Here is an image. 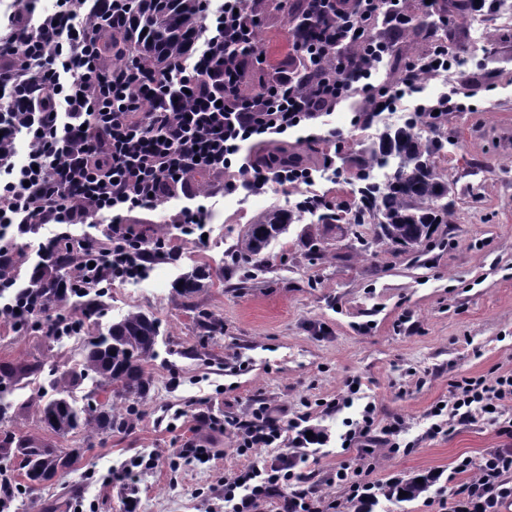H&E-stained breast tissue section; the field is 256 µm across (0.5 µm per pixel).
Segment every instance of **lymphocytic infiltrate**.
Segmentation results:
<instances>
[{"label": "lymphocytic infiltrate", "mask_w": 512, "mask_h": 512, "mask_svg": "<svg viewBox=\"0 0 512 512\" xmlns=\"http://www.w3.org/2000/svg\"><path fill=\"white\" fill-rule=\"evenodd\" d=\"M29 0L25 17L9 14L0 30V267L15 259L14 241L42 235L41 264L55 261L68 241L76 270L62 288L99 287L103 276L143 278L146 269L170 256L147 241L126 213L150 209L188 189L195 173L237 167L248 191L268 183L292 188L311 182V168L245 155V144L284 135L330 116L354 94L370 119L394 111L404 95L419 91L422 77L462 66V54L442 40L404 68L394 84L376 83L394 36L420 15L448 24L442 0H301L289 4L291 53L274 73L262 69L254 38L262 25L253 0H204L210 19L197 35L192 57L158 68L144 67L132 41H123L122 66L103 67L96 48L100 24L131 25L135 0ZM26 140L19 152L18 140ZM103 225L105 244L72 234L77 224ZM438 435L457 424L489 415L512 438V372L462 378L449 400L432 407ZM405 422L378 425L376 407L366 404L345 441L363 448L381 445L399 452ZM224 429L247 452L277 444L291 433L295 447L323 442L302 418L282 419L267 403L249 419L225 416ZM303 455L256 464L224 483L226 512H258L273 493L289 488L282 512H337L341 502L297 488ZM374 466H338L336 483L346 502L374 506L391 487L370 480ZM455 473L469 481L449 487V512H500L512 499V448H494L480 459L463 457Z\"/></svg>", "instance_id": "lymphocytic-infiltrate-1"}]
</instances>
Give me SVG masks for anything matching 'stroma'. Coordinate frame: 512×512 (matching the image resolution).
I'll use <instances>...</instances> for the list:
<instances>
[{"mask_svg":"<svg viewBox=\"0 0 512 512\" xmlns=\"http://www.w3.org/2000/svg\"><path fill=\"white\" fill-rule=\"evenodd\" d=\"M437 36L464 46L465 63L447 82L423 79L421 92L403 99L402 112L431 104L450 83L464 92L466 109L449 113L442 129L423 122L416 128L422 140L443 143L434 161L453 212L422 244L389 245L375 221L352 220L360 185L354 158L400 125L391 112L356 123L355 97L326 123L286 140L289 151L312 157L314 184L288 190L271 184L250 193L240 188L236 169L208 175L209 187L226 192L205 242L169 222L186 199L129 213V224L146 237L167 228L177 258L157 262L151 279H116L106 290L100 328L131 310L161 324L157 355L145 366L149 391L135 403L127 431L90 439L80 429L61 436L47 428L39 410L54 397L50 373L81 369L89 335H21L0 317V363L41 366L10 395L11 417L0 421V439L27 436L80 453L69 471L16 499L10 512H42L50 504L54 512H126L130 497L137 512H221L225 480L293 449L284 442L239 453L233 435L210 429L204 419L227 411L243 416L262 401L290 417L310 415L326 432L324 444L307 449L304 484L331 500L343 495L330 483L337 466L363 454L343 440L365 403H374L379 421L402 418L413 448L406 454L374 449L373 479L435 474L439 480L415 499H380L374 512H440L458 458L512 446L482 417L434 437L427 433L430 410L448 398L453 381L512 371V150L493 134L512 119V0L496 17L469 19ZM259 37L269 63L287 58L286 8L264 10ZM331 128L339 138L327 139ZM328 157L336 173L324 171ZM308 195L322 197L319 210L297 214L256 259L232 262L248 224L268 210L294 211ZM200 267L210 273L200 291L177 295L176 282ZM202 311L212 322L200 321ZM354 379L362 383L355 397L348 390ZM188 442L209 448L210 461L179 458ZM151 454L157 467L121 480L130 460Z\"/></svg>","mask_w":512,"mask_h":512,"instance_id":"35a3bbf8","label":"stroma"}]
</instances>
